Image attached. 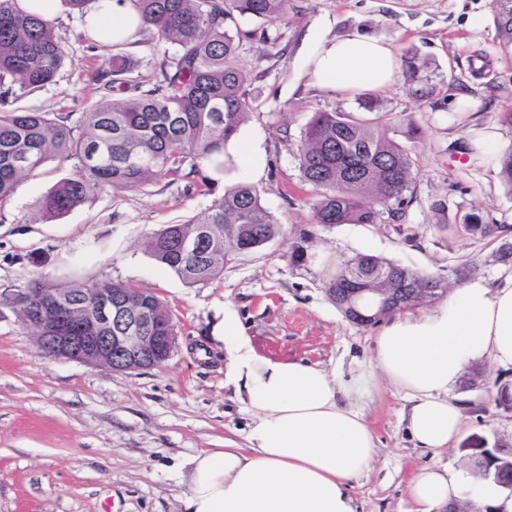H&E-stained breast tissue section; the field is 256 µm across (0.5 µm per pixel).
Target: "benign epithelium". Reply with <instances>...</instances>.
<instances>
[{
    "label": "benign epithelium",
    "instance_id": "7a95c632",
    "mask_svg": "<svg viewBox=\"0 0 512 512\" xmlns=\"http://www.w3.org/2000/svg\"><path fill=\"white\" fill-rule=\"evenodd\" d=\"M29 312L39 350L94 368L150 369L168 360L178 345L170 319L154 293L140 288H86L80 295L27 288L16 295Z\"/></svg>",
    "mask_w": 512,
    "mask_h": 512
}]
</instances>
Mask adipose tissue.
Wrapping results in <instances>:
<instances>
[{
	"mask_svg": "<svg viewBox=\"0 0 512 512\" xmlns=\"http://www.w3.org/2000/svg\"><path fill=\"white\" fill-rule=\"evenodd\" d=\"M144 22L131 0H93L86 34L103 47L137 39ZM333 90L387 87L397 58L383 39L318 37L303 63ZM226 384L251 418L245 446L204 449L187 464L184 512H357L348 482L372 466L375 441L356 400L383 378L409 401L403 416L415 447L449 448L463 409L450 392L483 360L512 367V274L503 284L463 282L437 309L389 321L374 342V366L343 377L299 361L259 355L237 318L225 313ZM413 512L470 501L512 512V494L462 469L432 466L409 483Z\"/></svg>",
	"mask_w": 512,
	"mask_h": 512,
	"instance_id": "1",
	"label": "adipose tissue"
}]
</instances>
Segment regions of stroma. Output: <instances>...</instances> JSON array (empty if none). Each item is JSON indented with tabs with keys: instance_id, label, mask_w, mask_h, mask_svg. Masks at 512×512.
<instances>
[{
	"instance_id": "obj_1",
	"label": "stroma",
	"mask_w": 512,
	"mask_h": 512,
	"mask_svg": "<svg viewBox=\"0 0 512 512\" xmlns=\"http://www.w3.org/2000/svg\"><path fill=\"white\" fill-rule=\"evenodd\" d=\"M82 22L77 14L56 21L69 59L52 83L19 98L18 109L81 112L98 99L91 76L113 50L94 43ZM357 33L391 44L398 73L377 95L398 129L413 121L427 137L410 146L414 193L404 219L326 229L312 220L315 192L301 181L296 148L314 113L354 111L358 100L311 82L302 59L318 36ZM238 55L253 97L239 137L266 158L257 186L282 231L227 264L221 277L188 287L144 247L165 225L209 207L211 196L197 187L158 179L45 220L38 203L68 171L54 157L0 204V294L38 279L131 284L162 300L178 332L176 351L155 368H91L41 353L12 308L0 304V512H182L185 461L228 439L243 442L250 422L224 383L228 359L216 337L224 312L235 314L265 356L343 375L368 364L379 329L351 323L328 300L318 255L341 263L374 254L441 276L468 261L491 284L512 273V262L490 260L504 237L463 229L473 214L512 225V194L497 169L466 150L475 126L512 147V46L497 37L491 0H291L267 40L243 39ZM411 57L421 65L413 76ZM302 239L308 258L291 264ZM481 369L485 386L453 392L464 410L459 441L435 453L413 446L402 421L406 400L377 380L360 401L376 454L372 470L350 482L358 512H411L409 481L420 468H462L472 449L512 442V412L497 409L490 393L491 384H512V368L485 362Z\"/></svg>"
}]
</instances>
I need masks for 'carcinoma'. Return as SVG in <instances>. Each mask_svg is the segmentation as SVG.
<instances>
[{
    "mask_svg": "<svg viewBox=\"0 0 512 512\" xmlns=\"http://www.w3.org/2000/svg\"><path fill=\"white\" fill-rule=\"evenodd\" d=\"M144 18L145 31L164 52L155 78L131 77L136 63L114 54L96 71L100 97L89 109L26 112L12 108L19 96L54 81L68 59L65 40L54 25L0 0V202L16 183L41 169L50 157L70 166L66 177L42 196L46 220L62 217L103 195L135 192L154 178L171 183L201 176L214 192L224 174L227 146L251 109L249 74L237 61L244 38L267 39V30L245 32L238 19L275 24L288 16L290 0H130ZM499 40L512 45V0H492ZM126 94L113 98L115 91ZM360 109L371 114L321 111L302 132L296 157L302 182L315 189L314 223L385 224L398 221L409 204L414 160L391 134L389 113L369 93ZM500 176L512 193V148L500 159ZM281 232V224L261 204L259 189L240 182L224 189L204 211L170 224L150 238L147 250L161 266L190 287L224 273L235 257L257 249ZM476 267L461 262L448 276L419 273L389 259L359 253L323 283L327 298L352 319L349 296L358 288L382 306L374 326L411 307L443 297L448 286L469 279ZM485 478L512 486V444L498 441L473 456Z\"/></svg>",
    "mask_w": 512,
    "mask_h": 512,
    "instance_id": "1",
    "label": "carcinoma"
}]
</instances>
